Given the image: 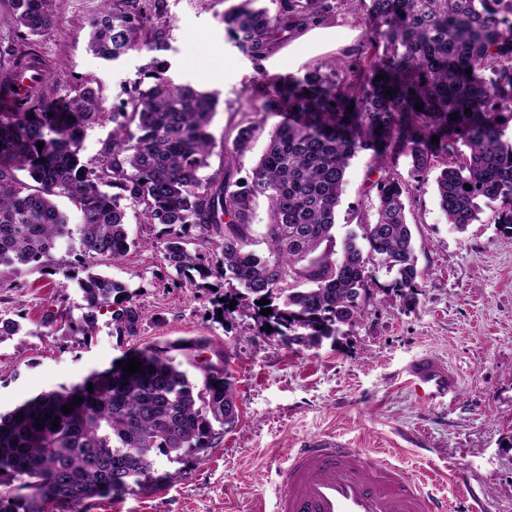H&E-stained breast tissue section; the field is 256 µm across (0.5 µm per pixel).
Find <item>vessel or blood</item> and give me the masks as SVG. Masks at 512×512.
I'll return each instance as SVG.
<instances>
[{"mask_svg":"<svg viewBox=\"0 0 512 512\" xmlns=\"http://www.w3.org/2000/svg\"><path fill=\"white\" fill-rule=\"evenodd\" d=\"M408 374L422 401L457 390L450 368L429 357L412 362ZM278 476L281 491L270 512H447L389 460L330 435L304 440Z\"/></svg>","mask_w":512,"mask_h":512,"instance_id":"b4317fda","label":"vessel or blood"}]
</instances>
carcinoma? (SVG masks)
<instances>
[{
    "label": "carcinoma",
    "mask_w": 512,
    "mask_h": 512,
    "mask_svg": "<svg viewBox=\"0 0 512 512\" xmlns=\"http://www.w3.org/2000/svg\"><path fill=\"white\" fill-rule=\"evenodd\" d=\"M348 2L272 0L271 10L262 0H237L220 22L258 63L284 37L335 18ZM355 2L374 58L355 60L345 77L331 62L324 73L317 68L279 84L274 101L293 118L274 126L251 180L227 176L216 184L202 171L217 100L168 78L167 0H100L88 50L112 61L143 52L148 61L116 111H102L100 90L87 84L41 81L20 100L21 111L0 112V265L37 266L78 239L87 313L70 332L91 335L105 309L119 334L137 335L143 306L123 283L93 272L147 246L129 238L126 201L146 223L162 226L161 253L176 278L191 287L199 286L196 274L224 279L222 316H249L261 335L311 349L363 319L371 267L396 273L397 295L416 296L422 272L405 216L410 187L388 161L407 158L415 178L436 174L440 208L457 230L491 204L496 223L512 230V142L502 140L512 122V0ZM9 4L23 41L45 34L64 0ZM11 56L0 70V93L13 88L10 76L31 69L27 55ZM106 121L112 138L87 165L84 131ZM362 151L373 152L384 171L374 182L377 217L338 246L332 230L346 169ZM60 195L80 223L58 208ZM259 197L270 216L266 253L253 248ZM264 298L268 315L257 305ZM199 347L191 339L146 345L120 365L0 413V512H34L38 501L77 506L97 489L125 495L152 479L157 456L174 462L212 447L214 425L232 429L239 416L224 359L200 366L193 381L171 355L181 351L191 361ZM132 358L142 362L137 373L123 371Z\"/></svg>",
    "instance_id": "cac0c4a2"
}]
</instances>
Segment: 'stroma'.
I'll return each instance as SVG.
<instances>
[{
  "mask_svg": "<svg viewBox=\"0 0 512 512\" xmlns=\"http://www.w3.org/2000/svg\"><path fill=\"white\" fill-rule=\"evenodd\" d=\"M97 0H65L53 31L30 37L25 49L46 80L99 88L105 110L118 109L143 56L115 61L91 54L87 42ZM224 0H169L172 22L168 77L214 93V147L204 176L249 180L279 113L262 117L247 96L263 98L278 77L302 76L333 60L368 52L359 5L285 39L256 66L234 46L220 16ZM255 128L248 151L235 153L241 127ZM371 152L347 170L337 235L374 221L377 179ZM418 265L415 300L390 289L393 277L374 271L367 313L339 343L296 351L259 335L252 319L218 316L219 294L185 288L159 250L132 251L103 265L144 306L137 336L115 332L98 312L92 336L69 327L84 313L83 275L71 245L19 274L0 267V317L21 332L0 343V412L41 392L81 382L127 352L152 343L202 338V358H224L233 375L239 422L219 432L212 448L181 461L158 457L156 482L121 497L104 493L72 508L45 502L43 512H254L273 504L277 471L301 441L334 434L403 473L453 512H512V233L484 210L466 231L451 228L433 178L415 183L406 208ZM430 356L458 375L448 398L416 399L404 383L412 360Z\"/></svg>",
  "mask_w": 512,
  "mask_h": 512,
  "instance_id": "obj_1",
  "label": "stroma"
}]
</instances>
